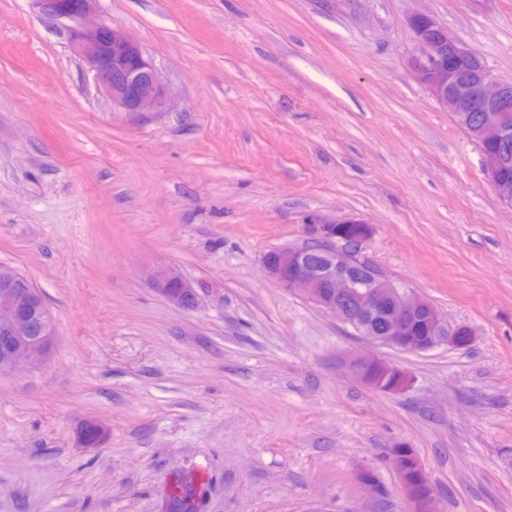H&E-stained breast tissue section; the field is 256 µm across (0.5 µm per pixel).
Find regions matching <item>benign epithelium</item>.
<instances>
[{
    "mask_svg": "<svg viewBox=\"0 0 512 512\" xmlns=\"http://www.w3.org/2000/svg\"><path fill=\"white\" fill-rule=\"evenodd\" d=\"M98 0H31L37 11L65 29L72 51L93 73L112 104L126 112H155L166 104V89L153 62L124 31L92 21ZM415 41L410 70L415 81L471 132L479 143L498 142L512 131V85L487 70L484 58L448 32L436 18L416 10L408 17ZM467 64L461 71L448 69V59ZM484 174L500 201H512V185L499 176L504 159L482 156ZM341 223L314 225V241L304 248L279 249L263 257L267 274L289 290H296L317 306L353 326L372 344L407 353L429 351L442 343L470 346L472 331L465 325L448 326L428 300L395 285L367 257L371 236L367 224L347 238ZM155 290L168 302L194 307L195 288L179 272L166 267L152 276ZM53 317L34 290L17 287L14 274L0 272V372L34 366L49 354L54 340ZM357 376L374 389L388 393L404 390L407 374L375 357L356 360ZM104 431L92 425L78 433L85 448L104 440ZM392 460L413 512H434V494L414 450L392 449Z\"/></svg>",
    "mask_w": 512,
    "mask_h": 512,
    "instance_id": "7a95c632",
    "label": "benign epithelium"
}]
</instances>
